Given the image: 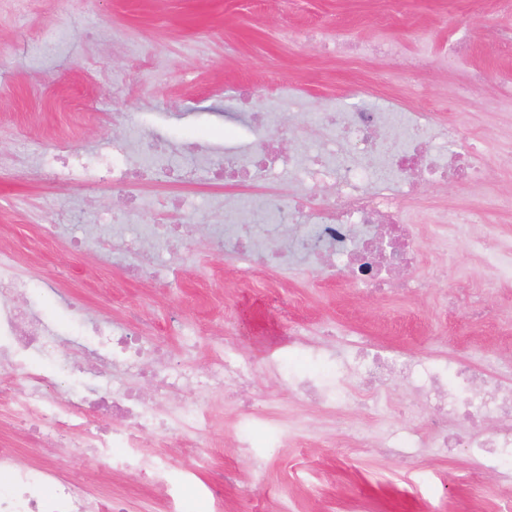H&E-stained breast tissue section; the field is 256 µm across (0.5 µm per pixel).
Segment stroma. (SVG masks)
<instances>
[{"instance_id": "1", "label": "stroma", "mask_w": 512, "mask_h": 512, "mask_svg": "<svg viewBox=\"0 0 512 512\" xmlns=\"http://www.w3.org/2000/svg\"><path fill=\"white\" fill-rule=\"evenodd\" d=\"M318 29L330 42L391 40L436 61L408 78L403 59L329 55L315 43L283 39V31ZM512 0H0V253L33 285L45 318L63 335L59 359L83 352L86 318L136 319L158 337L171 360L205 370L231 356L250 369L253 406L288 416V440L256 429V455L238 446L242 406L229 392L197 393L210 411L203 453L160 448L187 468L204 456L202 473L224 512H512L506 498L512 468L458 447H429L432 406L409 383L393 379L385 408L345 404L328 412L271 375V362L311 369L294 347L300 330L315 356L355 352L364 339L414 359L447 358L471 369L512 374V279H500L473 241L512 240ZM469 40V56L443 66L448 43ZM487 85L474 96L470 79ZM382 110L432 111L434 123L475 139L491 137L488 174L472 185H423L405 202L420 260L414 287L383 297L355 286L342 271L301 258L259 266L228 256L213 240L224 225V186L207 171L179 187L158 175L128 181L138 207L124 239L112 237V149L138 117L172 144L224 154V131L240 109L277 113L267 129L288 147L316 151L323 137L302 118L358 101ZM66 151L70 163L46 180L34 151ZM184 203L194 232L177 252L155 254L151 273L126 278L136 263L137 224H151L166 196ZM74 210L77 223L39 242L35 227L53 212ZM480 212L477 224L462 216ZM314 356V357H315ZM385 435L417 430V445L390 453L347 441L352 424ZM51 464L93 475L95 496L111 495L125 512H158L156 490L136 471L109 473L94 456L59 448Z\"/></svg>"}]
</instances>
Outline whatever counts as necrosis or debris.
<instances>
[{"instance_id": "obj_1", "label": "necrosis or debris", "mask_w": 512, "mask_h": 512, "mask_svg": "<svg viewBox=\"0 0 512 512\" xmlns=\"http://www.w3.org/2000/svg\"><path fill=\"white\" fill-rule=\"evenodd\" d=\"M315 122L327 132L313 155L294 153L293 170L299 177L320 180L333 187L331 200L310 203L309 193L265 195L231 199L224 204V231L219 239L225 251L251 254L257 263L284 262L285 248L269 250L251 234L253 214L261 212L269 224L299 222L298 247L310 253H326L334 266L352 270L356 283L379 293L407 291L409 280L397 276L415 255L404 222L401 194L393 185L403 184L408 194L437 178L453 176L476 183L485 176V154L476 144L450 134L451 149L435 145L437 133L426 112H415L399 121L392 112L362 106L316 114ZM274 145L241 152L225 150L223 163L214 165L217 177L248 182L267 171L279 155ZM201 163L196 147L174 151L160 138L138 134L112 156L113 169L123 176L143 177L164 172L169 180L194 183ZM29 282L15 275L9 263L0 261V403L10 405L15 420L27 428L30 445L49 447L56 435L72 432L75 447L105 461L113 470L139 471L161 489L165 512H187L194 502L203 512H220L208 485L199 484L196 473L173 466L165 457L144 448L145 431L162 441H200L209 413L190 401L170 405L160 399H144L122 387L86 389L78 385H53L46 369L56 361L57 331L25 296ZM97 339L86 369L104 377L108 369L135 368L157 379L161 387L178 389L188 381L203 388H248L249 371L242 362L228 358L202 376L193 371L163 365L154 358V345L128 326L92 325ZM361 368L360 381L369 395H379L392 376L410 380L415 391L432 397L436 412L427 425L439 448L456 440L448 433L449 417L475 421L498 416L499 431L491 437L469 436L468 447L494 459L512 460V378L495 370L484 371L482 398H464L448 386L449 375L462 368L447 360L422 363L400 354L360 347L354 354ZM113 426H104L102 416ZM0 512H121L112 499L94 497L85 482L63 476L51 466L24 463L14 448H0Z\"/></svg>"}]
</instances>
